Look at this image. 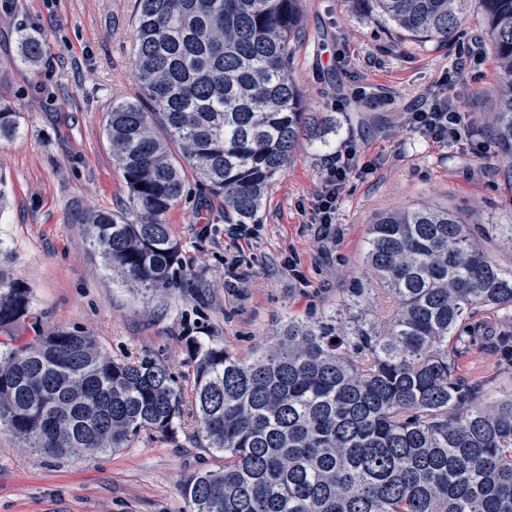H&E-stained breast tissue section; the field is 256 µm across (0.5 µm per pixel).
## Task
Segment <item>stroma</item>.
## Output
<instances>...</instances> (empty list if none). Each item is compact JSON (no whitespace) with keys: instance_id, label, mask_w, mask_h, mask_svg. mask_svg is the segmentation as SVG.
<instances>
[{"instance_id":"obj_1","label":"stroma","mask_w":512,"mask_h":512,"mask_svg":"<svg viewBox=\"0 0 512 512\" xmlns=\"http://www.w3.org/2000/svg\"><path fill=\"white\" fill-rule=\"evenodd\" d=\"M134 0H0V101L19 112V133L0 141V242L14 275L31 290L46 330H79L117 358L148 353L172 366L189 340L222 343L238 355L263 345L288 317L335 307L341 288L362 272L368 226L388 209L421 203L464 212L502 268L512 247L497 233L505 223L495 146L483 125L498 97L490 49L461 81L458 106L470 138L444 144L412 131L407 114L439 92V79L472 37L484 36L471 13L458 42L416 45L356 0H302L306 37L291 75L309 111L329 112L337 129L327 144L302 141L278 176L254 236L231 239L223 202L188 178L167 215L180 260L195 287L150 299L114 278L86 239L80 214L128 203L121 171L103 134L112 102L138 90L133 65ZM43 42L36 63L18 62V32ZM390 87L392 103L356 101L357 88ZM364 167L354 172L330 224L312 223L321 172L344 144ZM247 262L238 281L227 263ZM472 380L512 385V343L481 347L459 360ZM187 432L133 439L92 457L46 459L0 433V512H188L184 477L220 466Z\"/></svg>"}]
</instances>
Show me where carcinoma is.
Masks as SVG:
<instances>
[{"instance_id": "1", "label": "carcinoma", "mask_w": 512, "mask_h": 512, "mask_svg": "<svg viewBox=\"0 0 512 512\" xmlns=\"http://www.w3.org/2000/svg\"><path fill=\"white\" fill-rule=\"evenodd\" d=\"M301 0H135L136 97L104 133L129 205L81 215L91 245L144 297L181 287L167 214L186 170L255 224L302 137L336 132L288 74ZM467 0H374L417 42L460 33ZM500 74L486 121L512 194V0H477ZM42 41L20 35L19 61ZM19 113L0 102V140ZM0 248V431L51 458L94 456L192 424L219 468L182 481L189 512H512V388L471 381L459 358L512 327V268L499 267L453 209L386 211L369 225L364 278L336 307L290 317L241 358L192 346L185 388L164 361L115 358L78 330H44ZM29 328L31 336H16ZM338 342L333 343L331 339Z\"/></svg>"}]
</instances>
